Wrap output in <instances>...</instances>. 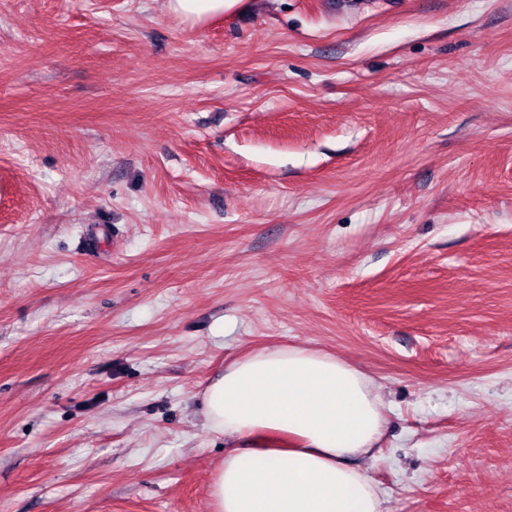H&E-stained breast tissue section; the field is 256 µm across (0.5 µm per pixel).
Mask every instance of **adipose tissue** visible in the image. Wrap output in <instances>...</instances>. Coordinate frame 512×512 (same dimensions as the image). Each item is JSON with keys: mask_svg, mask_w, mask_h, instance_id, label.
Returning a JSON list of instances; mask_svg holds the SVG:
<instances>
[{"mask_svg": "<svg viewBox=\"0 0 512 512\" xmlns=\"http://www.w3.org/2000/svg\"><path fill=\"white\" fill-rule=\"evenodd\" d=\"M370 377L335 355L299 346L239 357L203 395L207 428L239 441L211 489L215 512H386L366 468L385 417ZM273 431L285 448H245Z\"/></svg>", "mask_w": 512, "mask_h": 512, "instance_id": "1", "label": "adipose tissue"}]
</instances>
